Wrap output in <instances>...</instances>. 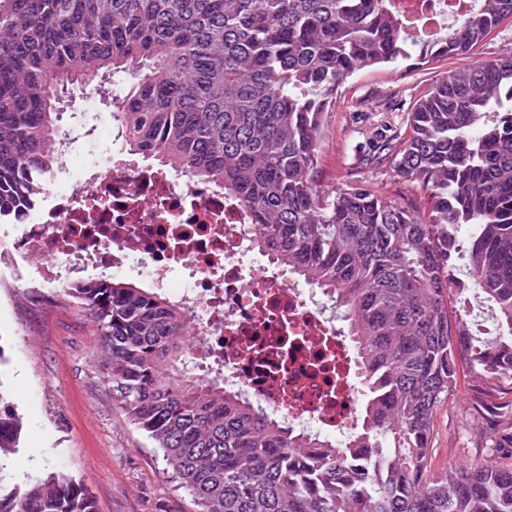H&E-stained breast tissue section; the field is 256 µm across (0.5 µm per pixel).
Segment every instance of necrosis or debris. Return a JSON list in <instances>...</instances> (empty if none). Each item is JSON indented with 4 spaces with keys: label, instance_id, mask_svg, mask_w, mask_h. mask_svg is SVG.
<instances>
[{
    "label": "necrosis or debris",
    "instance_id": "1",
    "mask_svg": "<svg viewBox=\"0 0 512 512\" xmlns=\"http://www.w3.org/2000/svg\"><path fill=\"white\" fill-rule=\"evenodd\" d=\"M19 219L9 250L45 283L115 277L137 257L144 282L192 312L198 362L225 391L296 434L343 444L356 431V369L334 302L276 261L254 267L252 228L223 189L116 154L83 163L69 193Z\"/></svg>",
    "mask_w": 512,
    "mask_h": 512
}]
</instances>
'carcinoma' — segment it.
<instances>
[{
	"instance_id": "1",
	"label": "carcinoma",
	"mask_w": 512,
	"mask_h": 512,
	"mask_svg": "<svg viewBox=\"0 0 512 512\" xmlns=\"http://www.w3.org/2000/svg\"><path fill=\"white\" fill-rule=\"evenodd\" d=\"M509 18L512 0L452 5L434 32L398 0H0V219L36 204L60 160L54 86L129 73L112 113L129 153L235 197L255 248L336 300L356 344L359 426L331 445L192 373L190 316L165 295L113 277L65 289L98 337L114 402L197 512H512V397L479 390L489 444L427 476L433 412L460 362L512 387V51L445 72L367 155L418 184L428 211L353 178L331 193L315 179L347 78L470 58ZM461 251L495 310L497 335L481 345L448 319ZM22 427L0 412V512H96L63 472L14 481Z\"/></svg>"
}]
</instances>
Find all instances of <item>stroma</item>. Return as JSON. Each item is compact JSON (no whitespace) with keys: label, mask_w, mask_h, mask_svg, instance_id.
<instances>
[{"label":"stroma","mask_w":512,"mask_h":512,"mask_svg":"<svg viewBox=\"0 0 512 512\" xmlns=\"http://www.w3.org/2000/svg\"><path fill=\"white\" fill-rule=\"evenodd\" d=\"M448 58L417 59L364 70L339 89L328 112L316 180L333 191L356 172L385 198L423 207L424 194L387 166H361L360 158L381 134L406 126L413 102L444 71L464 66ZM131 82L120 73L96 85L69 87L61 102L65 150L74 165L87 154L126 152L112 114ZM0 277L28 285V300L0 312V407L24 420L16 479L47 470L72 475L92 494L97 512H195L191 495L175 488L162 453L132 425L112 399V385L95 357L87 318L61 288L37 287L36 269L0 263ZM479 377L461 369L457 387L433 414L428 470L440 474L470 462L484 443L471 405Z\"/></svg>","instance_id":"35a3bbf8"}]
</instances>
